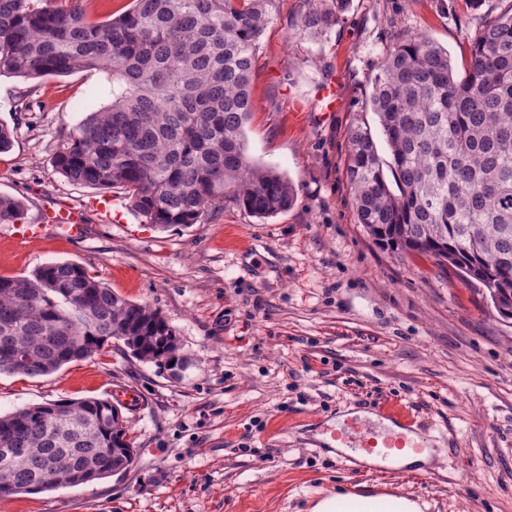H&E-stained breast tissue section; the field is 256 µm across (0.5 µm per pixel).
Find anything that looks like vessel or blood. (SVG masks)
I'll list each match as a JSON object with an SVG mask.
<instances>
[{"label": "vessel or blood", "mask_w": 512, "mask_h": 512, "mask_svg": "<svg viewBox=\"0 0 512 512\" xmlns=\"http://www.w3.org/2000/svg\"><path fill=\"white\" fill-rule=\"evenodd\" d=\"M51 223L53 229L66 231L72 237L80 236L83 231L80 217L65 207L53 212ZM376 412L380 418L396 422V429L378 431L351 418L333 431V439L348 451L347 462H356L361 455H374L386 462L403 453L423 450L425 441L416 434L408 412L402 407L381 402ZM336 512H392V502L384 489L376 491L370 500L362 499L359 491L353 490L348 497L337 498Z\"/></svg>", "instance_id": "obj_1"}]
</instances>
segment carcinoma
I'll return each mask as SVG.
<instances>
[{
    "label": "carcinoma",
    "mask_w": 512,
    "mask_h": 512,
    "mask_svg": "<svg viewBox=\"0 0 512 512\" xmlns=\"http://www.w3.org/2000/svg\"><path fill=\"white\" fill-rule=\"evenodd\" d=\"M0 0V75H112V103L89 113L54 160L68 181L119 188L147 224L202 220L230 197L259 218L294 202L291 181L248 157L255 49L276 0H133L95 20L87 0ZM300 26L321 36L349 0H309ZM370 126L348 131L345 175L358 223L395 254H416L484 288L512 319V7L487 21L463 71L425 36L381 60L366 94ZM391 171V189L383 167ZM0 196V224L21 219ZM116 340L177 375L187 366L160 312L122 297L75 262L0 276V373L35 377ZM135 446L108 399L23 407L0 416V499L88 484L129 469Z\"/></svg>",
    "instance_id": "obj_1"
}]
</instances>
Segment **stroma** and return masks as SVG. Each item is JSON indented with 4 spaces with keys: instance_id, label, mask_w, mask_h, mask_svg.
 <instances>
[{
    "instance_id": "obj_1",
    "label": "stroma",
    "mask_w": 512,
    "mask_h": 512,
    "mask_svg": "<svg viewBox=\"0 0 512 512\" xmlns=\"http://www.w3.org/2000/svg\"><path fill=\"white\" fill-rule=\"evenodd\" d=\"M512 0H350L322 37L304 33L306 0H277L256 47L249 157L296 189L261 219L233 200L190 226L161 230L121 197L68 182L54 158L77 124L112 101V77L89 69L0 76V195L23 223L82 213L78 239H19L0 224V276L81 264L123 297L157 309L187 368L172 376L120 342L44 376L0 374V415L35 404L136 394L121 412L132 466L74 487L0 499V512H310L351 483L425 498L427 512H512V319L428 258L381 249L357 221L345 176L356 114L388 149L365 96L386 51L423 34L464 64L486 18ZM408 406L434 455L421 469L348 470L326 434L343 414Z\"/></svg>"
}]
</instances>
